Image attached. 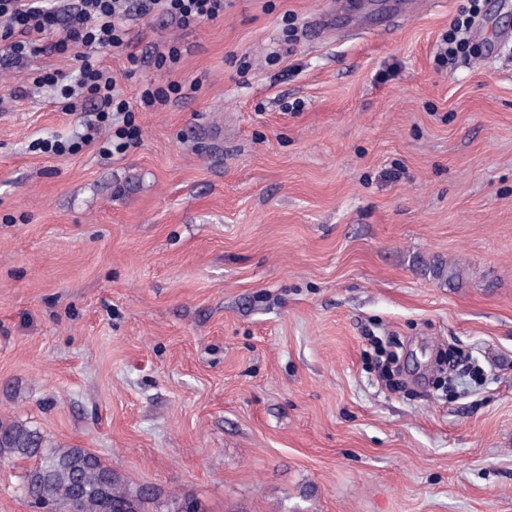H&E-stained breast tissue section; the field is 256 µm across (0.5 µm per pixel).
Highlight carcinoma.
<instances>
[{
    "instance_id": "carcinoma-1",
    "label": "carcinoma",
    "mask_w": 512,
    "mask_h": 512,
    "mask_svg": "<svg viewBox=\"0 0 512 512\" xmlns=\"http://www.w3.org/2000/svg\"><path fill=\"white\" fill-rule=\"evenodd\" d=\"M433 277L455 282L462 276L457 263L438 260L431 267ZM28 460L32 466L21 476L23 493L30 501L50 512H204L191 494H163L150 485H132L118 472L104 465L84 448L60 447L39 430L20 421H0V463Z\"/></svg>"
}]
</instances>
